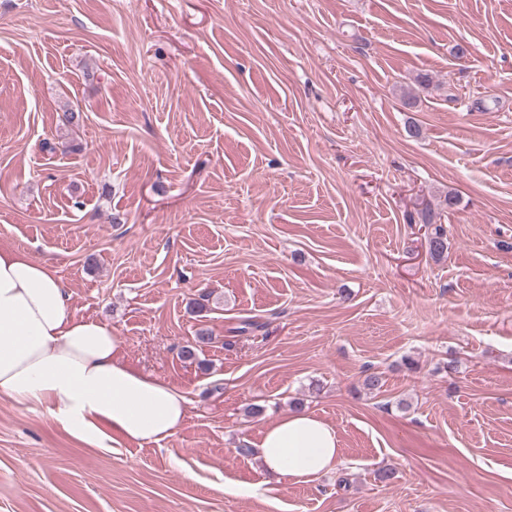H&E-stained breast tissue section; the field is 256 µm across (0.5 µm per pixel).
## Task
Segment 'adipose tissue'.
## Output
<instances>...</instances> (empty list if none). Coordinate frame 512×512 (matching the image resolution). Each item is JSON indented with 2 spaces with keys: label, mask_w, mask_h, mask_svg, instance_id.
<instances>
[{
  "label": "adipose tissue",
  "mask_w": 512,
  "mask_h": 512,
  "mask_svg": "<svg viewBox=\"0 0 512 512\" xmlns=\"http://www.w3.org/2000/svg\"><path fill=\"white\" fill-rule=\"evenodd\" d=\"M122 346L107 324L74 317L50 260L0 249V395L43 406L90 444L108 432L138 443L173 437L185 394L124 363ZM258 456L270 475L294 483L341 462L335 427L304 409L264 430Z\"/></svg>",
  "instance_id": "adipose-tissue-1"
}]
</instances>
